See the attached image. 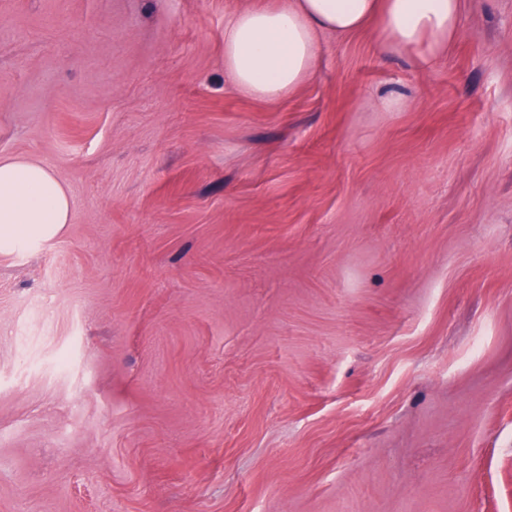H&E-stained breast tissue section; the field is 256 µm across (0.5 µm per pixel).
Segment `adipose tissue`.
Segmentation results:
<instances>
[{
	"mask_svg": "<svg viewBox=\"0 0 512 512\" xmlns=\"http://www.w3.org/2000/svg\"><path fill=\"white\" fill-rule=\"evenodd\" d=\"M462 0H289L224 22V75L239 93L275 99L311 74L319 37L351 33L379 20L389 52H447L459 32ZM75 207L52 165L37 157L0 158V253L59 237Z\"/></svg>",
	"mask_w": 512,
	"mask_h": 512,
	"instance_id": "obj_1",
	"label": "adipose tissue"
}]
</instances>
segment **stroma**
<instances>
[{
  "instance_id": "obj_1",
  "label": "stroma",
  "mask_w": 512,
  "mask_h": 512,
  "mask_svg": "<svg viewBox=\"0 0 512 512\" xmlns=\"http://www.w3.org/2000/svg\"><path fill=\"white\" fill-rule=\"evenodd\" d=\"M287 2L0 0V156L75 198L0 256V512H512V0L243 96Z\"/></svg>"
}]
</instances>
